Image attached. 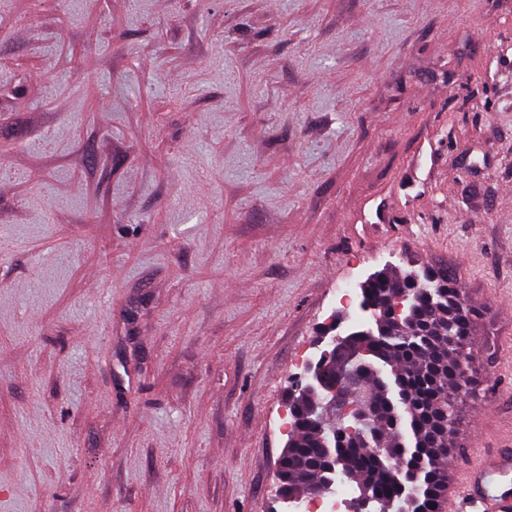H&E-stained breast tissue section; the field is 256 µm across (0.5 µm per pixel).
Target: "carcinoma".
I'll return each mask as SVG.
<instances>
[{
  "mask_svg": "<svg viewBox=\"0 0 512 512\" xmlns=\"http://www.w3.org/2000/svg\"><path fill=\"white\" fill-rule=\"evenodd\" d=\"M399 292L407 300L397 324L389 310ZM362 295L377 316L376 331L356 332L352 347L363 368L353 391L377 413L359 424L360 433L332 431L317 413L319 392L292 393L296 427L281 458L282 485L298 497L347 476L372 512H437L448 493L445 448L459 422L455 392L472 383L462 379V366L478 311L444 267L382 270Z\"/></svg>",
  "mask_w": 512,
  "mask_h": 512,
  "instance_id": "obj_1",
  "label": "carcinoma"
}]
</instances>
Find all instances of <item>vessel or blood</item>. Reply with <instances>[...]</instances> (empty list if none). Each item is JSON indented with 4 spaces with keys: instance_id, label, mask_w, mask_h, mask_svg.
I'll return each instance as SVG.
<instances>
[{
    "instance_id": "1",
    "label": "vessel or blood",
    "mask_w": 512,
    "mask_h": 512,
    "mask_svg": "<svg viewBox=\"0 0 512 512\" xmlns=\"http://www.w3.org/2000/svg\"><path fill=\"white\" fill-rule=\"evenodd\" d=\"M440 507L442 512H512V450L475 456Z\"/></svg>"
}]
</instances>
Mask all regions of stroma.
Listing matches in <instances>:
<instances>
[{
  "instance_id": "stroma-1",
  "label": "stroma",
  "mask_w": 512,
  "mask_h": 512,
  "mask_svg": "<svg viewBox=\"0 0 512 512\" xmlns=\"http://www.w3.org/2000/svg\"><path fill=\"white\" fill-rule=\"evenodd\" d=\"M420 264L482 312L461 467L512 445V0H0V512H282L297 359Z\"/></svg>"
}]
</instances>
